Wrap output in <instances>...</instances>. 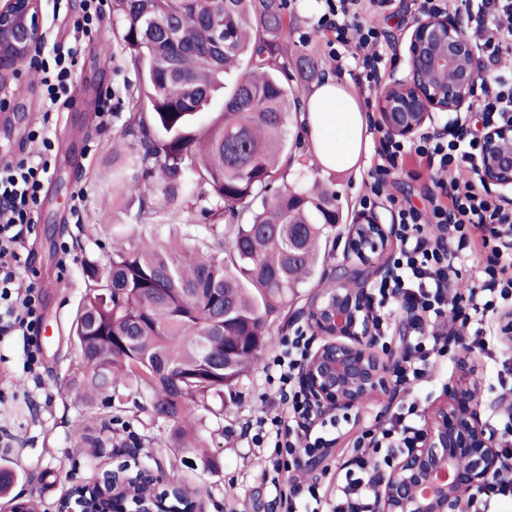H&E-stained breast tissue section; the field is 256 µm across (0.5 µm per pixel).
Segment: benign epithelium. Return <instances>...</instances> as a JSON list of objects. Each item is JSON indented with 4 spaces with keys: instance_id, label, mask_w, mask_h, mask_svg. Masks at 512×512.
<instances>
[{
    "instance_id": "obj_1",
    "label": "benign epithelium",
    "mask_w": 512,
    "mask_h": 512,
    "mask_svg": "<svg viewBox=\"0 0 512 512\" xmlns=\"http://www.w3.org/2000/svg\"><path fill=\"white\" fill-rule=\"evenodd\" d=\"M46 36L41 0H0V84L12 78L18 62L33 59ZM407 76L385 84L381 97L384 125L401 138H414L435 123L441 112L465 114L476 96L480 59L459 17L437 15L415 26L406 53ZM485 150L477 160L486 189L512 206V120L484 131ZM392 240L391 226L378 212L364 214L352 225L347 255L355 267L353 280L369 272L387 273L379 262ZM374 308L363 288H338L310 303L308 323L323 342L309 356L302 382L312 410L336 413L361 406L363 395L391 388L395 365L371 351ZM469 355L459 361L461 377L448 382L431 408L425 427L410 448L390 465L378 463L372 482V512H475L478 496L512 479V457L497 447L512 435V392L491 410L505 420L497 430L484 419L485 405L468 380ZM129 467L112 473V498L121 512H201L197 493L170 482L162 473L136 465L134 475L148 479L149 492L131 498L124 491ZM67 497L65 512H91L85 482Z\"/></svg>"
}]
</instances>
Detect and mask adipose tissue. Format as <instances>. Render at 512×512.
Wrapping results in <instances>:
<instances>
[{
	"label": "adipose tissue",
	"mask_w": 512,
	"mask_h": 512,
	"mask_svg": "<svg viewBox=\"0 0 512 512\" xmlns=\"http://www.w3.org/2000/svg\"><path fill=\"white\" fill-rule=\"evenodd\" d=\"M307 149L324 168H354L368 146L369 115L350 82L329 75L317 83L301 104Z\"/></svg>",
	"instance_id": "1"
}]
</instances>
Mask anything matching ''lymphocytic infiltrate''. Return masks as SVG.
<instances>
[{"label": "lymphocytic infiltrate", "instance_id": "1", "mask_svg": "<svg viewBox=\"0 0 512 512\" xmlns=\"http://www.w3.org/2000/svg\"><path fill=\"white\" fill-rule=\"evenodd\" d=\"M325 10L318 21L324 44L331 57L350 55L361 89L376 90L383 81L387 64L395 60L396 43L385 30L370 23L372 14L389 10L392 0H323ZM419 15L454 11L463 19V30L475 43L481 59L480 93L473 106L482 122L503 121L512 114V76L499 72L504 52L512 50V0H418ZM77 48L54 51L42 60L46 110L31 139L40 141L41 152L34 157L0 158V338L18 336L23 340L26 367L41 366V298L36 285L20 289L16 281L30 267L27 233L39 202L43 179L48 173L55 111L76 100L72 71ZM375 136L368 171L372 179L361 209L377 206L384 195L386 176L396 174L407 159L431 172L426 208L394 204L389 209L395 226L396 248L388 258L390 273L373 284L371 297L378 312L374 318L376 336L389 335L397 309L414 313L417 337L411 353L395 381L419 386L429 381L433 355L453 353L458 330L441 332L436 322L453 313L460 327L472 317L495 312L501 301L512 300V208L497 203L484 187L476 160L481 153L479 137L427 131L416 140L394 137L381 122L369 124ZM463 253L484 256L467 294L456 289L459 277L455 260ZM310 349L304 329L283 339L272 365L278 375L282 412L273 419H258L259 427L275 430V456L271 462L270 484L274 498L284 512H371V470L378 461H389L396 452L409 447L414 432L411 419L416 404L400 406L378 431L359 436L354 467L331 501H324L317 484H300L294 473L303 460L312 458L335 440L341 423L336 418L312 415L305 397L295 385Z\"/></svg>", "mask_w": 512, "mask_h": 512}]
</instances>
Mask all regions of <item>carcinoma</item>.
Wrapping results in <instances>:
<instances>
[{"instance_id":"obj_1","label":"carcinoma","mask_w":512,"mask_h":512,"mask_svg":"<svg viewBox=\"0 0 512 512\" xmlns=\"http://www.w3.org/2000/svg\"><path fill=\"white\" fill-rule=\"evenodd\" d=\"M112 12L138 74L125 134L136 179L152 181L141 210L182 209L193 184L214 207H200L210 237L191 247L149 239L87 265L70 327L79 351L71 387L104 410L126 398L120 387L146 390L185 442L207 399H224L271 345L268 317L315 275L336 224L335 192L288 184L286 137L299 106L289 70L310 79L317 62L282 53L286 0H112ZM171 18L172 39L160 31ZM213 26L228 38L222 50L211 46ZM245 59L248 70L222 84ZM220 88L224 107L201 136L195 121ZM215 344L233 351L226 372L209 367Z\"/></svg>"}]
</instances>
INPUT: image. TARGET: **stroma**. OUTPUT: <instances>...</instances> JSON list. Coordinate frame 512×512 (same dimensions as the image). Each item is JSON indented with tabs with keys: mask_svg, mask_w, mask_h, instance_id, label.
Listing matches in <instances>:
<instances>
[{
	"mask_svg": "<svg viewBox=\"0 0 512 512\" xmlns=\"http://www.w3.org/2000/svg\"><path fill=\"white\" fill-rule=\"evenodd\" d=\"M82 7V0H66L64 10L69 18L61 21L54 17V0H42L45 53L73 44L78 47L73 74L78 102L59 114L52 133V166L28 235L47 330L40 371L24 370L20 342H0V467L16 474L15 492L39 497L46 512H55L58 500L74 479H89L101 470L133 460L199 491L206 512H281L269 492L264 461L253 445L248 425L257 418L269 419L279 413L275 386L266 367L278 353L282 339L292 335L296 326L306 325L305 310L311 298L321 294L322 282L334 279L348 264L347 231L361 215L358 201L367 190L370 156L362 154L357 168L347 172L326 170L302 146V128L289 126L288 140L296 145L289 180L308 187L319 182L334 190L339 222L330 233L315 278L299 288L288 311L270 316L273 343L238 380V402L225 407L220 399H212V406L222 408V415L208 414L198 422L203 448L180 446L172 440L169 426L153 421L149 411L131 407L119 412L110 442L100 448L88 447L75 438L73 431L83 425L100 431L102 417L97 407L69 389L78 361L70 325L85 294V264L106 263L113 235H124L133 244L150 236L163 237L168 225L194 224L195 213L141 214L142 194L138 191L128 192L122 201L113 200V168L131 167L135 149L131 138L124 134L128 117L125 103H113L111 112L104 115L100 98L108 88L124 83L136 85L137 73L119 40L107 43L96 35L74 41L69 21L81 15ZM288 16V57L304 53L317 61L320 73L339 70L346 76L353 74L352 59L335 62L324 43L313 39L319 11L306 9L304 0H291ZM4 96L8 106L0 111V151L14 155L37 152L38 143L27 138L44 110L41 74L33 61L18 65ZM81 190L86 200L78 209L74 197ZM91 225L97 228L93 239L85 234ZM63 244L72 255L65 267L60 264L59 247ZM500 319L497 313L485 317L483 327L492 351L473 359L482 397L488 404L503 394L501 379L512 377V346L504 345L499 338ZM458 376L456 358H442L424 386L373 397L364 410L357 412L351 430L335 445L323 449L315 465L302 467L300 479L317 482L323 489L336 488L344 480L347 461L356 454L354 442L363 430L383 424L401 401L418 402L414 425L424 428L429 407L444 386Z\"/></svg>",
	"mask_w": 512,
	"mask_h": 512,
	"instance_id": "stroma-1",
	"label": "stroma"
}]
</instances>
